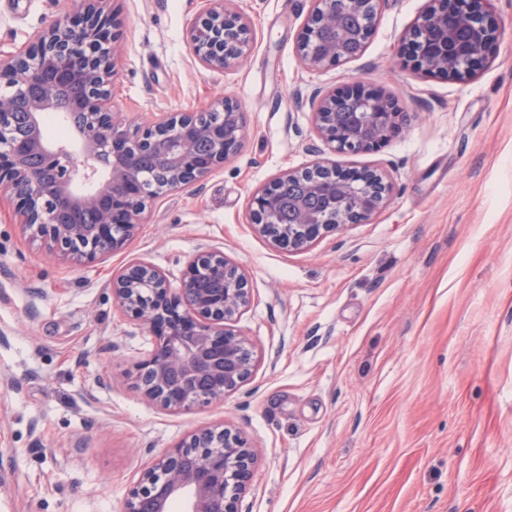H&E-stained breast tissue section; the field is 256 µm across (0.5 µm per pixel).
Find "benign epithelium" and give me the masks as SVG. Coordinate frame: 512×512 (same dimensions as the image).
<instances>
[{
	"instance_id": "benign-epithelium-1",
	"label": "benign epithelium",
	"mask_w": 512,
	"mask_h": 512,
	"mask_svg": "<svg viewBox=\"0 0 512 512\" xmlns=\"http://www.w3.org/2000/svg\"><path fill=\"white\" fill-rule=\"evenodd\" d=\"M187 29V43L205 70L223 71L247 57L252 33L231 0H205ZM379 0H312L297 44L304 64L320 70L359 59L372 24L343 27L348 16L373 17ZM406 34L415 67L465 79L498 37L491 15L473 0H429ZM118 23L112 0H80L77 20L64 19L36 32L30 43L0 55V191L13 202L31 243L65 263L91 264L126 248L148 205L205 177L237 153L245 136L243 112L224 96L201 112H165L157 121L127 123L112 112ZM74 85L81 112L77 145L51 144L39 117L58 110L61 93ZM24 99L29 134L7 135L11 112ZM313 123L322 146L317 159L284 172L252 198L255 231L290 251H304L321 236L363 224L389 203L392 185L376 170L346 174L326 151L357 153L399 133L405 119L392 100L361 84L343 93L315 90ZM144 153L167 164L165 186L142 168ZM95 208L99 220L83 224L79 212ZM117 308L153 338L148 358L130 376L149 401L181 412L210 405L239 390L256 358L250 339L235 324L251 302L246 272L217 248L189 258L178 286L155 264L137 261L112 278ZM255 446L227 425L199 428L162 454L129 490L125 512H239L253 482Z\"/></svg>"
}]
</instances>
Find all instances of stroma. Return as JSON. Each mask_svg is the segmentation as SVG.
Returning a JSON list of instances; mask_svg holds the SVG:
<instances>
[{"mask_svg": "<svg viewBox=\"0 0 512 512\" xmlns=\"http://www.w3.org/2000/svg\"><path fill=\"white\" fill-rule=\"evenodd\" d=\"M204 0H115L112 109L131 121L242 107L240 151L155 201L125 251L77 266L29 242L0 197V512H124L127 492L193 430L227 424L256 447L240 512H512V0L469 79L415 70L404 35L428 0H381L363 56L313 71L296 43L310 0H234L253 48L224 71L187 44ZM79 0H0V54ZM360 83L407 128L336 153L380 169L390 204L291 252L258 235V188L313 160L309 95ZM246 271L238 327L257 364L223 403L148 402L128 373L151 353L112 278L146 258L179 281L196 250Z\"/></svg>", "mask_w": 512, "mask_h": 512, "instance_id": "stroma-1", "label": "stroma"}]
</instances>
